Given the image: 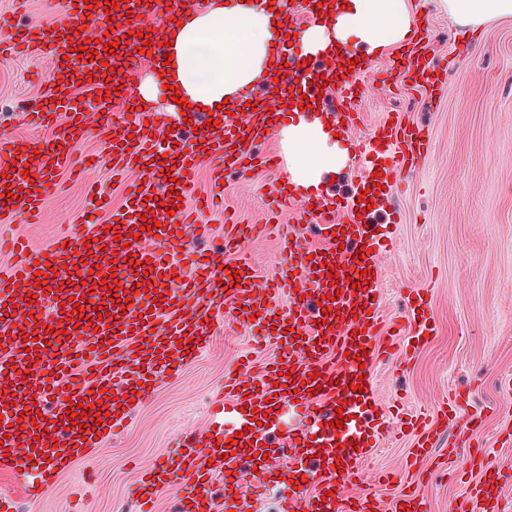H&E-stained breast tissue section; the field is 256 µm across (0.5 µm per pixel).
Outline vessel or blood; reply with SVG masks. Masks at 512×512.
I'll list each match as a JSON object with an SVG mask.
<instances>
[{
  "label": "vessel or blood",
  "mask_w": 512,
  "mask_h": 512,
  "mask_svg": "<svg viewBox=\"0 0 512 512\" xmlns=\"http://www.w3.org/2000/svg\"><path fill=\"white\" fill-rule=\"evenodd\" d=\"M138 5L126 23L111 32L114 52L71 50L68 38L89 31H76L73 20L85 14V0H66V21L47 23L36 29L17 30L16 45L51 58L54 67L43 83L42 102L36 103L39 124L52 127L50 139L39 141L0 138V168L14 162L17 177L11 203L0 211L26 214L41 209L51 188L56 185L59 168L71 165L73 145L85 130L84 114L74 109L69 83L59 82L62 71H84L91 62L110 64L129 62L130 46L124 42L130 25L144 13ZM407 73L413 87L427 89L440 82L436 69L421 63L416 52H409ZM149 112L135 113L133 120L111 123L103 133L109 141L107 159L113 172L133 163L151 165L152 176L177 177L174 196H186L192 189L196 166L209 157L213 182L223 180L225 171L246 176L252 162L262 159L273 166L274 156L258 157L257 142L262 136L264 117L251 113L245 126L235 117L222 115L218 126L200 125V139L185 149L161 157L160 150L145 130ZM375 138L399 146L395 169L417 168L425 136L421 129L410 130L402 123L376 128ZM130 206L113 214L118 230L110 234L103 225L82 230H63L47 249L35 252L20 242H12L15 264L0 271V386L14 384L13 395H0V467L23 470L31 479L28 493L38 500L52 493L66 463L90 456L100 442L91 428H78L67 414L79 402L107 399L113 420L108 434H115L137 406L145 404L150 390L158 382L159 370L185 367L207 347L213 334L212 323L224 308L238 309L240 319L249 321L258 336L274 342L275 359L238 374H225L224 400L213 415L212 433L181 432L163 458L144 471L134 489L136 512H154L157 490L175 493L180 512H215L224 505L226 512H251L254 499L262 495L255 486L251 495L241 494L239 482L249 456L267 452V472H274L277 449L268 444L272 428L278 427L275 413L280 409L300 410L308 425L290 446L296 464L315 461L309 482L289 489L280 504V512H372L368 494L347 499L345 483L360 479L364 463L373 455L370 436L381 433L384 419L367 424V409L374 404L373 374L382 360L409 362L408 353H395V333L381 318L379 268L368 225L360 221L341 226L327 222L323 229L329 245L312 247L299 226L280 224L225 225L221 242L201 251L188 250L186 233L194 225L185 209L167 215L158 200L145 199L143 193L130 191ZM152 213L159 223L156 235L140 228V216ZM140 230L137 241L122 247L121 236L131 227ZM277 231L288 255L287 270L271 283H259L258 272L237 254L238 237L263 235ZM149 261L145 292L135 290L130 260ZM49 263L57 272L48 276L50 294H38L27 301L28 278L37 263ZM335 269L342 275L336 283L316 273V266ZM77 268L85 286L68 291ZM235 275V286L221 282ZM117 277L131 298L124 308H107L114 291L106 287ZM157 290L162 300L152 301L148 291ZM18 298L17 307H9L10 298ZM85 298L83 312L60 309L61 301ZM65 321H58V314ZM95 331H88V324ZM31 372L30 390H22V372ZM360 377L361 392L350 391L353 377ZM36 405L42 413L32 420L24 409ZM254 414H246V407ZM269 425H262L264 415ZM345 415L342 429L331 428L337 415ZM62 419L53 428V419ZM21 423L18 435L9 427ZM415 441L406 459L414 468L437 448L442 431L435 418L411 416ZM489 467H481L475 480L465 488L467 496L478 500L493 498ZM223 483L224 501L216 503L212 487Z\"/></svg>",
  "instance_id": "obj_1"
}]
</instances>
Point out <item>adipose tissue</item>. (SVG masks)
<instances>
[{"mask_svg":"<svg viewBox=\"0 0 512 512\" xmlns=\"http://www.w3.org/2000/svg\"><path fill=\"white\" fill-rule=\"evenodd\" d=\"M451 20L475 25L495 16L512 15V0H441ZM285 0H213L204 12H178L181 25L170 47L174 78L152 75L141 101L153 105L164 84L180 90L177 111H231L241 94L259 83H272L278 25L287 23ZM314 26L297 33L292 45L301 60L319 56L349 66L351 58L372 59L413 34L406 0H320ZM290 111L271 115L288 148V171L300 190L317 196L324 174L336 172L350 149L330 129V117L299 108L290 96Z\"/></svg>","mask_w":512,"mask_h":512,"instance_id":"obj_1","label":"adipose tissue"}]
</instances>
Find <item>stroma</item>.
Instances as JSON below:
<instances>
[{
	"mask_svg": "<svg viewBox=\"0 0 512 512\" xmlns=\"http://www.w3.org/2000/svg\"><path fill=\"white\" fill-rule=\"evenodd\" d=\"M407 3L419 21L422 52L431 64L444 66L446 83L436 93L405 89L402 60L392 47L369 61L367 70L351 73L362 121L343 127L353 155L320 192L325 199H353L369 167H388L386 150L370 137L376 126L399 116L429 131L424 162L404 172L401 182L384 177V185L398 191L393 203L373 212L372 225L383 319L405 323L422 300L434 332L407 369L385 361L374 374L377 411L389 416L390 428L377 437L366 469H398L414 440L406 411L444 406L457 392L482 420L470 434L472 447L509 479L494 504L496 512H512V15L458 25L439 0ZM0 15L7 21L0 41L7 42L12 24L42 25L64 13L61 0H27L21 15L13 0H0ZM50 69L47 58L32 52L0 58V137L49 136V129L30 124L25 109L38 98L39 80ZM71 92L89 114L75 155L96 160V168L62 171L40 223L0 215V234L36 247L45 246L62 224L109 223L113 211L124 207L128 185L147 175L142 166L117 177L109 174L101 162V112L92 86L84 82ZM287 176V167L260 165L247 181L225 175L223 210L198 214L196 235L223 234L228 216L247 224L270 223L277 188ZM92 180L99 182L110 209H100L88 196ZM275 354L272 345L255 341L234 312L225 311L211 347L179 374L163 377L124 432L94 456L75 461L56 492L32 503L27 475L0 467V495L13 498L19 512H114L138 470L164 452L178 432L205 427L211 403L222 394L226 366ZM429 466L441 472L439 482L405 474L402 484L424 497L427 512H458L463 483L473 475L471 464L463 458L449 462L448 449L441 446Z\"/></svg>",
	"mask_w": 512,
	"mask_h": 512,
	"instance_id": "stroma-1",
	"label": "stroma"
}]
</instances>
